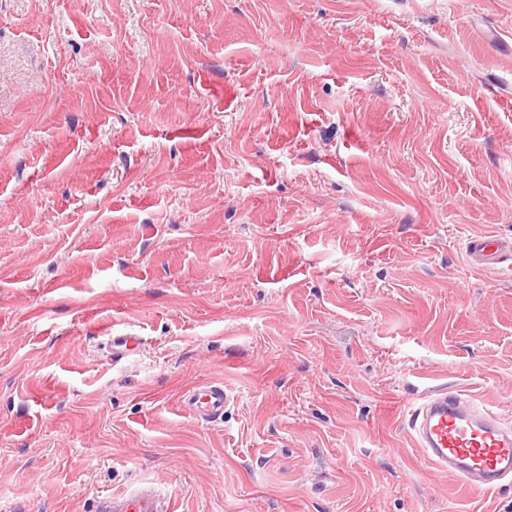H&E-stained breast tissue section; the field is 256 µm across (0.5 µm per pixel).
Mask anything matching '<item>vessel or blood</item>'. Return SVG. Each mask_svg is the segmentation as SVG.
I'll list each match as a JSON object with an SVG mask.
<instances>
[{"mask_svg": "<svg viewBox=\"0 0 512 512\" xmlns=\"http://www.w3.org/2000/svg\"><path fill=\"white\" fill-rule=\"evenodd\" d=\"M465 250L475 267L495 272L512 262V240L495 235L469 238ZM108 348L113 360L138 351L139 336L115 333ZM233 396L223 382H206L181 396L183 410L195 419L223 421ZM408 424L425 466L458 478L473 492L498 491L512 481V427L493 409L448 386L423 395L408 410ZM97 512H163L154 483L101 497Z\"/></svg>", "mask_w": 512, "mask_h": 512, "instance_id": "obj_1", "label": "vessel or blood"}]
</instances>
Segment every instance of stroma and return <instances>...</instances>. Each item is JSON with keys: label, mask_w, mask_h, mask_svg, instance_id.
Masks as SVG:
<instances>
[{"label": "stroma", "mask_w": 512, "mask_h": 512, "mask_svg": "<svg viewBox=\"0 0 512 512\" xmlns=\"http://www.w3.org/2000/svg\"><path fill=\"white\" fill-rule=\"evenodd\" d=\"M512 0H0V512H512L407 384L512 423ZM126 331L138 352L104 344ZM219 380L222 423L186 389ZM465 250L475 267L486 272H496L505 264L511 268L512 240L495 235L469 238ZM107 343L112 360L119 361L136 354L141 339L132 333H113L108 336ZM233 395L222 381L206 382L186 390L181 396L183 410L196 420L222 422ZM161 494L152 482L101 497L97 512H163Z\"/></svg>", "instance_id": "obj_1"}]
</instances>
